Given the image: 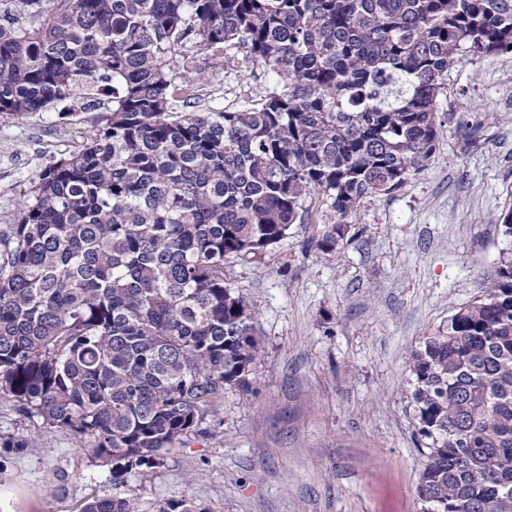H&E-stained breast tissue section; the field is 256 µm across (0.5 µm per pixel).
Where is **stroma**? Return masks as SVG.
<instances>
[{"instance_id":"obj_1","label":"stroma","mask_w":512,"mask_h":512,"mask_svg":"<svg viewBox=\"0 0 512 512\" xmlns=\"http://www.w3.org/2000/svg\"><path fill=\"white\" fill-rule=\"evenodd\" d=\"M206 52L205 103L235 108L262 94L260 64ZM447 116L428 167L392 196L365 198L336 253L314 246L337 223L321 197L264 263L227 268L256 305L263 352L248 398L227 394L211 435L123 493L144 512L186 500L201 512H420L406 357L426 331L480 295L496 269L500 214L512 200V52L466 55L438 99ZM108 105L72 115L0 116V225L14 223L40 172L95 134ZM0 433L31 434L0 453V512H78L112 491V464L0 402Z\"/></svg>"}]
</instances>
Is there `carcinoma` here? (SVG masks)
<instances>
[{
	"instance_id": "obj_1",
	"label": "carcinoma",
	"mask_w": 512,
	"mask_h": 512,
	"mask_svg": "<svg viewBox=\"0 0 512 512\" xmlns=\"http://www.w3.org/2000/svg\"><path fill=\"white\" fill-rule=\"evenodd\" d=\"M0 114L111 99L0 228V401L112 460V494L211 433L250 392L258 312L224 277L264 262L317 193L341 222L426 169L464 54L512 52V0H4ZM246 48L268 76L238 109L201 104L194 48ZM483 294L408 357L421 512H512V203ZM28 435L0 448L30 447Z\"/></svg>"
}]
</instances>
